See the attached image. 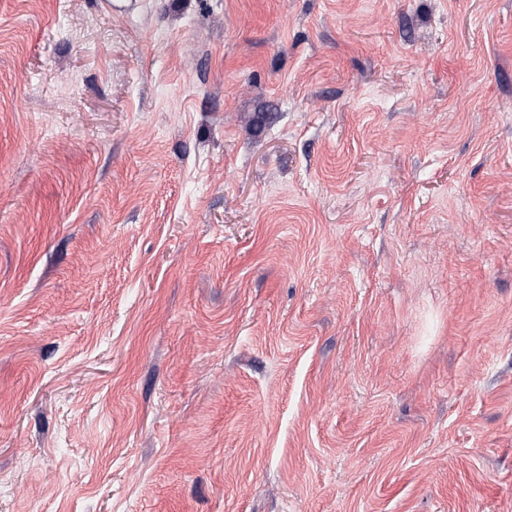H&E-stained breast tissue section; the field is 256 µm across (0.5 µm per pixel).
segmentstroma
Wrapping results in <instances>:
<instances>
[{
	"label": "stroma",
	"instance_id": "1",
	"mask_svg": "<svg viewBox=\"0 0 512 512\" xmlns=\"http://www.w3.org/2000/svg\"><path fill=\"white\" fill-rule=\"evenodd\" d=\"M0 512H512V0H0Z\"/></svg>",
	"mask_w": 512,
	"mask_h": 512
}]
</instances>
